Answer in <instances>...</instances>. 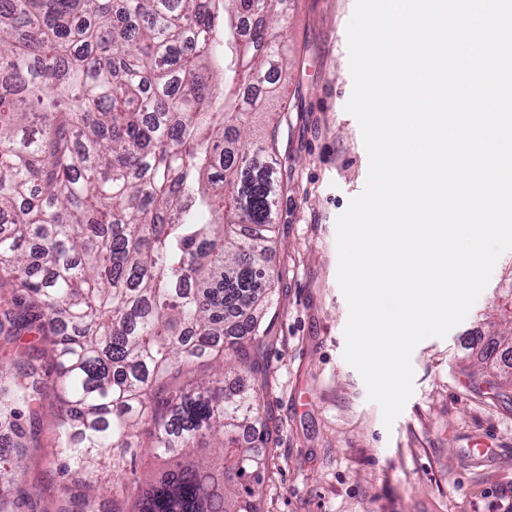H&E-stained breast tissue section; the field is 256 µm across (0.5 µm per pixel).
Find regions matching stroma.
Wrapping results in <instances>:
<instances>
[{"label":"stroma","instance_id":"stroma-1","mask_svg":"<svg viewBox=\"0 0 512 512\" xmlns=\"http://www.w3.org/2000/svg\"><path fill=\"white\" fill-rule=\"evenodd\" d=\"M286 72L279 110L273 303L264 321L263 411L278 427L260 487L262 512H512V350L485 362L506 332L497 290L512 251L497 261L467 318L413 351L414 393L392 428L343 358L348 305L337 282L336 219L362 193L369 170L360 126L347 113L353 81L346 27L354 0H285ZM47 392L37 409L24 487L57 512L58 473Z\"/></svg>","mask_w":512,"mask_h":512}]
</instances>
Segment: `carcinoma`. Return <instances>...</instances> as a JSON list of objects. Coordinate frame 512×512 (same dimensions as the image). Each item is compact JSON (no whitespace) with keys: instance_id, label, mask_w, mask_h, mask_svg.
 Masks as SVG:
<instances>
[{"instance_id":"obj_1","label":"carcinoma","mask_w":512,"mask_h":512,"mask_svg":"<svg viewBox=\"0 0 512 512\" xmlns=\"http://www.w3.org/2000/svg\"><path fill=\"white\" fill-rule=\"evenodd\" d=\"M282 2L0 0V337L52 330L60 512H260L282 187L253 96L287 63ZM46 385L29 347L0 363V512L38 508ZM144 446L160 467L130 487Z\"/></svg>"}]
</instances>
